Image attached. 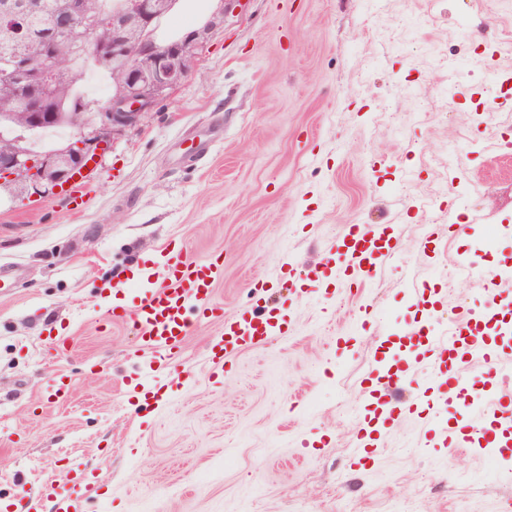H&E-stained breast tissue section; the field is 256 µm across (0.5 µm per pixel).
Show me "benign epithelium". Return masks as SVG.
Returning a JSON list of instances; mask_svg holds the SVG:
<instances>
[{"mask_svg":"<svg viewBox=\"0 0 512 512\" xmlns=\"http://www.w3.org/2000/svg\"><path fill=\"white\" fill-rule=\"evenodd\" d=\"M155 2L125 0L121 11L106 17L89 15L85 0H71L66 14L50 30L49 38L41 41L48 49L49 69L33 74L14 59L0 61L1 85L36 91L25 113L24 130L14 135L12 146L0 149L1 188H22L31 197L56 194L72 184L76 176H85L98 151L115 136L138 126L144 115L188 76L205 32L192 31L177 41L158 43L153 25L156 13L151 11ZM40 6V0H5L0 4V22L28 40L32 35L26 20ZM104 24L112 28V58L123 61L116 69L119 79L112 99L103 106L86 101L64 118L41 111L43 100L55 98L60 75L69 65L58 57L55 47L66 41L73 49H83L96 59L103 51L97 31ZM132 29L138 38L131 49L127 46V33ZM48 126L69 128L74 135L53 150H33L29 137Z\"/></svg>","mask_w":512,"mask_h":512,"instance_id":"obj_1","label":"benign epithelium"}]
</instances>
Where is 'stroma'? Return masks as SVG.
I'll return each instance as SVG.
<instances>
[{
    "label": "stroma",
    "instance_id": "35a3bbf8",
    "mask_svg": "<svg viewBox=\"0 0 512 512\" xmlns=\"http://www.w3.org/2000/svg\"><path fill=\"white\" fill-rule=\"evenodd\" d=\"M498 96L512 110V0H250L76 196L0 192V512L50 472L92 487L90 512H512V448L480 447L487 416L429 379L449 316L512 290L491 281L512 270V128L485 114ZM358 224L399 240L357 290L330 273L297 298L279 281ZM178 250L222 257L223 314L153 372L112 306ZM264 307L285 335L215 366L225 321ZM484 339L495 360L458 365L470 395L512 397V340ZM384 405V443L354 457Z\"/></svg>",
    "mask_w": 512,
    "mask_h": 512
}]
</instances>
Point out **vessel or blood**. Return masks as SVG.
I'll return each mask as SVG.
<instances>
[{
  "mask_svg": "<svg viewBox=\"0 0 512 512\" xmlns=\"http://www.w3.org/2000/svg\"><path fill=\"white\" fill-rule=\"evenodd\" d=\"M397 246L395 234L381 235L376 229L356 227L336 244V276L352 274L371 275L390 258ZM218 273L214 264L191 262L178 257L170 258L164 269V280L155 288H142L136 293V302L126 315L135 328L141 349L158 353L167 360L170 352L180 348L196 323L206 318L211 310L212 283ZM286 276L294 292H311L322 278L319 269H311L306 276H297L287 269ZM512 304V298H489L477 311L463 309L451 317L448 329L439 341L440 353H456L457 357L471 354L485 357L490 349L480 336H466L462 323L476 318L494 319L502 307ZM282 329L275 315L244 311L237 319L226 322L218 347L232 354L246 346L266 343L281 335ZM433 380L441 386L467 395L471 385L469 376L435 369ZM53 500L54 512H87L90 496L87 487L76 484L65 494H58L54 480H46L39 497L27 499L26 512H41L42 503Z\"/></svg>",
  "mask_w": 512,
  "mask_h": 512,
  "instance_id": "1",
  "label": "vessel or blood"
}]
</instances>
